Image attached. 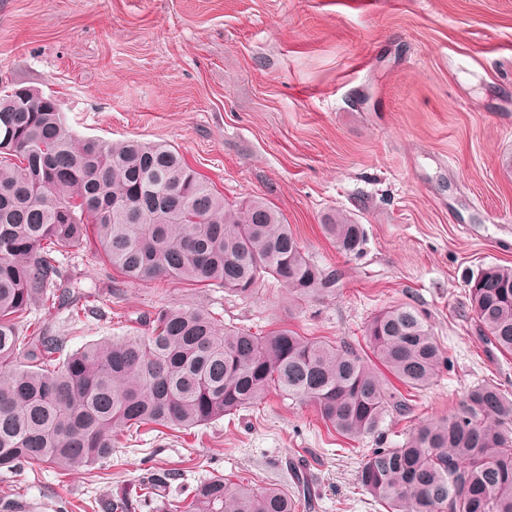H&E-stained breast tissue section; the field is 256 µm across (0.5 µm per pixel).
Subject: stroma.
<instances>
[{
    "instance_id": "1",
    "label": "stroma",
    "mask_w": 512,
    "mask_h": 512,
    "mask_svg": "<svg viewBox=\"0 0 512 512\" xmlns=\"http://www.w3.org/2000/svg\"><path fill=\"white\" fill-rule=\"evenodd\" d=\"M55 95L76 137L175 147L230 202L273 203L334 295L294 302L276 281L244 300L217 287L129 282L89 264L94 237L65 254L96 311L70 326L33 308L73 352L125 336L161 308H203L262 333L361 341L388 306L423 310L447 366L405 390L410 414L379 435L340 436L313 406L269 393L188 431L144 426L78 472L45 464L1 476L31 512L83 505L154 471L196 485L289 486L294 461L313 512H384L358 483L363 457L402 444L485 381L512 387V355L489 351L468 306L467 274L512 266V0H0V91ZM355 214L367 240L344 256L321 228Z\"/></svg>"
}]
</instances>
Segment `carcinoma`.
<instances>
[{"mask_svg": "<svg viewBox=\"0 0 512 512\" xmlns=\"http://www.w3.org/2000/svg\"><path fill=\"white\" fill-rule=\"evenodd\" d=\"M92 227L97 253L130 281L218 286L252 298L270 278L298 302L336 292V273L306 255L282 214L261 198L239 204L194 171L174 147L140 139H78L55 96H0V475L32 463L88 468L112 456V439L145 425L190 429L270 391L312 404L342 436L379 432L411 412L349 341L325 342L279 327L264 335L224 326L178 305L140 319V332L61 356L63 338L25 326L30 310H66L77 324L59 255ZM326 237L358 255L364 228L344 210L322 218ZM479 331L512 354V267L488 266L468 282ZM373 356L413 390L448 364L425 313L393 305L365 328ZM291 490L229 488L210 477L181 501L185 512H299L311 495L294 463ZM359 483L386 512H512V394L498 383L468 391L459 408L418 423L395 448H375ZM175 472L152 473L138 499L94 500L92 512H169ZM0 512H28L12 486Z\"/></svg>", "mask_w": 512, "mask_h": 512, "instance_id": "carcinoma-1", "label": "carcinoma"}]
</instances>
